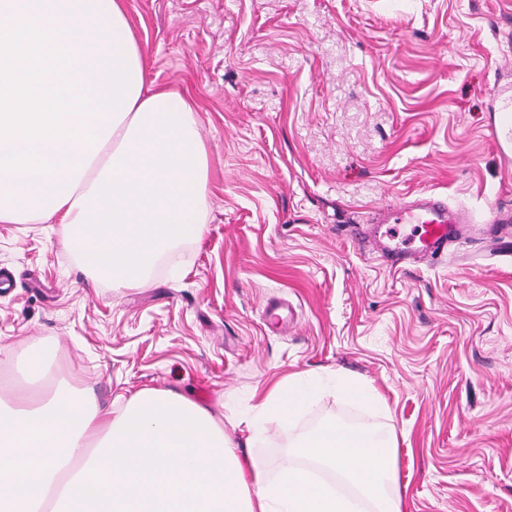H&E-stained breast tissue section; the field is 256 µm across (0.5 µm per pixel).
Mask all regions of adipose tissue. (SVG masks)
Returning <instances> with one entry per match:
<instances>
[{
  "label": "adipose tissue",
  "mask_w": 512,
  "mask_h": 512,
  "mask_svg": "<svg viewBox=\"0 0 512 512\" xmlns=\"http://www.w3.org/2000/svg\"><path fill=\"white\" fill-rule=\"evenodd\" d=\"M144 82L123 0H0V223L55 220L116 288L144 287L164 251L198 238L208 199L194 106ZM319 389L276 381L249 429L288 426ZM395 446L394 431L331 420L269 475L175 391L116 412L85 390L25 393L0 407V512H402Z\"/></svg>",
  "instance_id": "ef3b65f1"
}]
</instances>
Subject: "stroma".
<instances>
[{"mask_svg":"<svg viewBox=\"0 0 512 512\" xmlns=\"http://www.w3.org/2000/svg\"><path fill=\"white\" fill-rule=\"evenodd\" d=\"M145 83L201 117L209 204L140 289L92 276L58 224H1L0 387L42 385L103 407L175 390L223 419L261 471L325 421L394 431L404 512H512V258L491 255L489 207L512 208L490 131L512 93V0H125ZM429 192L473 219L470 241L386 267L378 208ZM288 308L269 328L265 305ZM318 395L259 437L244 422L292 373ZM368 381L379 411L340 397Z\"/></svg>","mask_w":512,"mask_h":512,"instance_id":"1","label":"stroma"}]
</instances>
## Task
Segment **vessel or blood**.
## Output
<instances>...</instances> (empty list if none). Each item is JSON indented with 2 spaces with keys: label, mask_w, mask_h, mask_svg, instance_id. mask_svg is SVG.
I'll use <instances>...</instances> for the list:
<instances>
[{
  "label": "vessel or blood",
  "mask_w": 512,
  "mask_h": 512,
  "mask_svg": "<svg viewBox=\"0 0 512 512\" xmlns=\"http://www.w3.org/2000/svg\"><path fill=\"white\" fill-rule=\"evenodd\" d=\"M494 138L502 147L512 143L511 101H504L501 106ZM381 221L410 225L411 232L402 239L392 232H384L376 240V248L394 261L419 263L444 255L450 246L461 241L469 217L463 210L448 207L446 202L422 196L385 208Z\"/></svg>",
  "instance_id": "1"
}]
</instances>
